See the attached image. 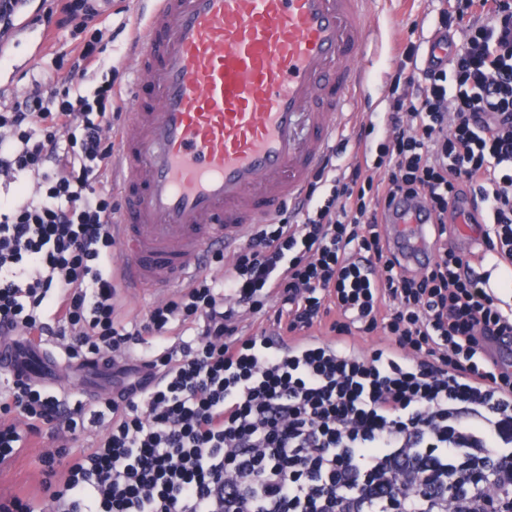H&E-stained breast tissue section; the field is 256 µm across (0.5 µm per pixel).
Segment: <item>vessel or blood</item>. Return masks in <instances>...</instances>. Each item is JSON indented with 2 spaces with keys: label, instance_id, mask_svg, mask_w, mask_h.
Instances as JSON below:
<instances>
[{
  "label": "vessel or blood",
  "instance_id": "obj_1",
  "mask_svg": "<svg viewBox=\"0 0 512 512\" xmlns=\"http://www.w3.org/2000/svg\"><path fill=\"white\" fill-rule=\"evenodd\" d=\"M136 22L116 133L113 219L126 292L162 293L231 252L251 225L296 209L364 73L375 0H150ZM392 249L415 270L429 225L396 201ZM37 343L0 341V369L55 385Z\"/></svg>",
  "mask_w": 512,
  "mask_h": 512
}]
</instances>
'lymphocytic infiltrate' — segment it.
Wrapping results in <instances>:
<instances>
[{"label":"lymphocytic infiltrate","mask_w":512,"mask_h":512,"mask_svg":"<svg viewBox=\"0 0 512 512\" xmlns=\"http://www.w3.org/2000/svg\"><path fill=\"white\" fill-rule=\"evenodd\" d=\"M463 0L447 65L397 55L384 135L356 131L296 222L254 225L223 279L199 274L138 320L116 308L112 71L98 0H56L75 45L64 80L0 102V337L108 356L123 382L84 403L0 374V465L45 434L38 494L0 512H486L474 474L512 487V25ZM99 76L97 86L81 88ZM399 198L438 252L401 266L383 226ZM466 214L476 248L450 240ZM382 332L371 351L359 336Z\"/></svg>","instance_id":"lymphocytic-infiltrate-1"}]
</instances>
